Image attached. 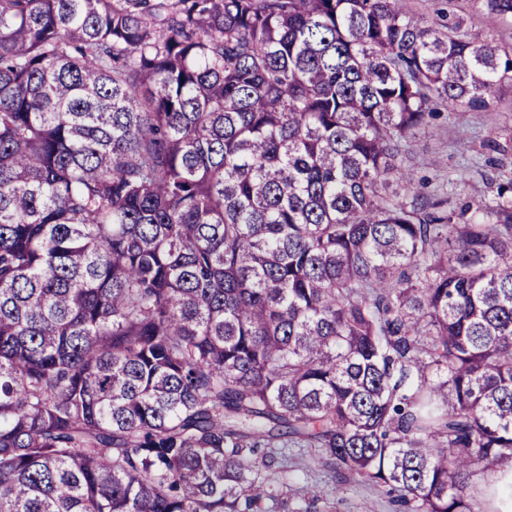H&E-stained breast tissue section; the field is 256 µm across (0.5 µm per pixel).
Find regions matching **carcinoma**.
<instances>
[{
  "label": "carcinoma",
  "instance_id": "cac0c4a2",
  "mask_svg": "<svg viewBox=\"0 0 512 512\" xmlns=\"http://www.w3.org/2000/svg\"><path fill=\"white\" fill-rule=\"evenodd\" d=\"M503 86L409 0H0V512H276L279 448L507 512L512 179L403 159Z\"/></svg>",
  "mask_w": 512,
  "mask_h": 512
}]
</instances>
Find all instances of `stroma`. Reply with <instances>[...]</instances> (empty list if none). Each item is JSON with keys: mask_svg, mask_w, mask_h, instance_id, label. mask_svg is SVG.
<instances>
[{"mask_svg": "<svg viewBox=\"0 0 512 512\" xmlns=\"http://www.w3.org/2000/svg\"><path fill=\"white\" fill-rule=\"evenodd\" d=\"M448 0H413L421 19L434 23ZM457 12L463 15L477 40L512 42V21L489 14L483 0H457ZM486 110L462 109L445 113L433 126L420 131L407 142L405 154L417 176L427 178V192H447L452 209L465 204L491 201L499 181L512 178V88L494 92ZM500 143L492 151L489 141ZM283 468L288 487L282 492L285 505L280 512H296L312 488L324 490L319 512H395L385 491L367 484L357 476L334 474L312 448H291ZM347 491L336 494L337 483Z\"/></svg>", "mask_w": 512, "mask_h": 512, "instance_id": "obj_1", "label": "stroma"}]
</instances>
